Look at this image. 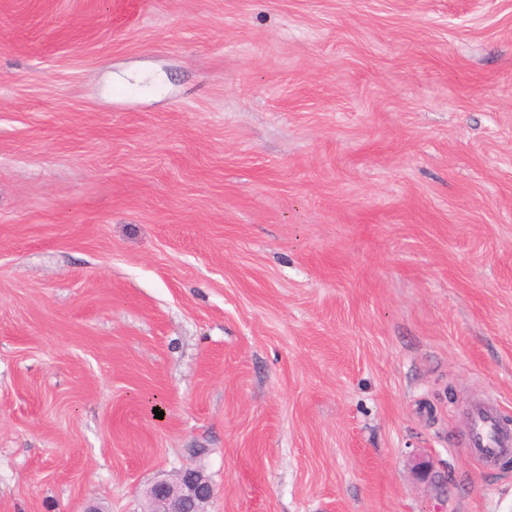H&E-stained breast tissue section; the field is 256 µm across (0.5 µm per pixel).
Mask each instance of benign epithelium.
<instances>
[{"label":"benign epithelium","mask_w":512,"mask_h":512,"mask_svg":"<svg viewBox=\"0 0 512 512\" xmlns=\"http://www.w3.org/2000/svg\"><path fill=\"white\" fill-rule=\"evenodd\" d=\"M213 496L209 479L199 469L186 466L173 480H160L151 487L147 512H204Z\"/></svg>","instance_id":"1"}]
</instances>
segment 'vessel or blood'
<instances>
[{
  "label": "vessel or blood",
  "mask_w": 512,
  "mask_h": 512,
  "mask_svg": "<svg viewBox=\"0 0 512 512\" xmlns=\"http://www.w3.org/2000/svg\"><path fill=\"white\" fill-rule=\"evenodd\" d=\"M470 452L489 466L512 457V428L504 427L482 401L475 402L470 411Z\"/></svg>",
  "instance_id": "vessel-or-blood-1"
}]
</instances>
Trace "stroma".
<instances>
[{"mask_svg":"<svg viewBox=\"0 0 512 512\" xmlns=\"http://www.w3.org/2000/svg\"><path fill=\"white\" fill-rule=\"evenodd\" d=\"M480 396L512 0H0V512H512ZM470 452L488 466L512 457V428L504 427L483 401H477L471 407ZM214 487L202 472L186 466L172 480H160L150 489L147 512H204Z\"/></svg>","mask_w":512,"mask_h":512,"instance_id":"1","label":"stroma"}]
</instances>
